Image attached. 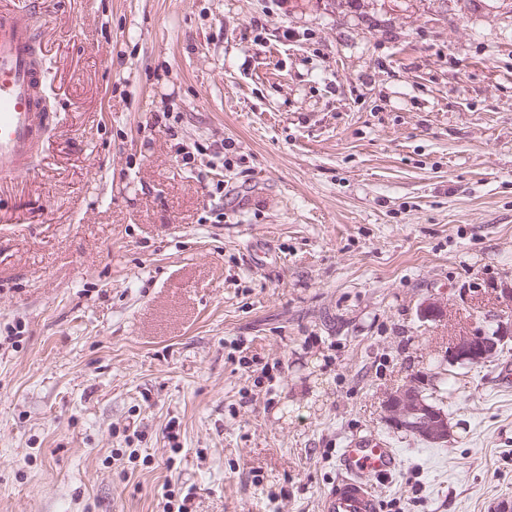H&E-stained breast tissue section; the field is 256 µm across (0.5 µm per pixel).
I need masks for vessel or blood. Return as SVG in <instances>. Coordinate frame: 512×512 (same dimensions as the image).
<instances>
[{"label":"vessel or blood","mask_w":512,"mask_h":512,"mask_svg":"<svg viewBox=\"0 0 512 512\" xmlns=\"http://www.w3.org/2000/svg\"><path fill=\"white\" fill-rule=\"evenodd\" d=\"M40 31L32 12L0 8V185L35 172L49 122L46 69L37 52ZM340 477L320 512H379L371 480L399 469L396 449L376 437L350 440L342 448Z\"/></svg>","instance_id":"vessel-or-blood-1"}]
</instances>
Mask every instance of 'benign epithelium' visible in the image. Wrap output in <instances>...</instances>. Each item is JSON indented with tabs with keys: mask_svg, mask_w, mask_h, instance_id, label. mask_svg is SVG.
I'll list each match as a JSON object with an SVG mask.
<instances>
[{
	"mask_svg": "<svg viewBox=\"0 0 512 512\" xmlns=\"http://www.w3.org/2000/svg\"><path fill=\"white\" fill-rule=\"evenodd\" d=\"M504 340L505 334L501 332L491 336L481 332L462 336L449 347L448 360L451 363L482 365L495 356ZM422 383V377H412L399 389L387 394L384 421L389 427L413 433L426 443H444L448 441L451 429L448 413L425 401L418 392Z\"/></svg>",
	"mask_w": 512,
	"mask_h": 512,
	"instance_id": "7a95c632",
	"label": "benign epithelium"
}]
</instances>
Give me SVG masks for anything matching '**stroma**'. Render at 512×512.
<instances>
[{"label":"stroma","mask_w":512,"mask_h":512,"mask_svg":"<svg viewBox=\"0 0 512 512\" xmlns=\"http://www.w3.org/2000/svg\"><path fill=\"white\" fill-rule=\"evenodd\" d=\"M16 3L52 121L0 187V512H320L363 436L380 512L512 504V340L448 361L512 324V0ZM420 373L439 446L383 422ZM505 335L497 331L491 336L481 332L462 336L449 347L448 360L451 363L482 365L495 356L500 344L508 337Z\"/></svg>","instance_id":"stroma-1"}]
</instances>
